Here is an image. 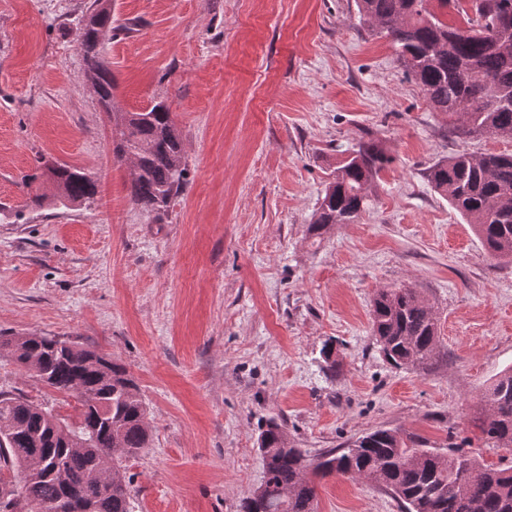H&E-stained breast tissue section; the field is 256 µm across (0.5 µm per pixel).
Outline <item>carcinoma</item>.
<instances>
[{
	"mask_svg": "<svg viewBox=\"0 0 512 512\" xmlns=\"http://www.w3.org/2000/svg\"><path fill=\"white\" fill-rule=\"evenodd\" d=\"M359 22L400 50L429 106L457 117L458 137L512 140V0H355ZM453 8L466 26L442 19ZM108 0H93L79 44L88 81L113 118L112 154L130 163L129 195L146 210L162 209L187 186L182 136L164 102L138 112L114 109L112 71L102 57L116 35ZM392 162L382 145L361 140L336 162L309 232L321 236L335 224H352L371 202L380 172ZM62 205L92 199L96 182L82 170L54 164L24 177L31 188L45 175ZM432 187L471 224L490 255L512 262V153L466 151L434 163ZM372 335L384 357L401 369L431 370L440 358L438 317L413 288L380 290L372 310ZM25 372L81 406L71 426L53 410L0 392V472L22 475V485L0 476V512H128L125 460L150 442L149 410L127 367L57 336L35 334L0 340ZM478 428L487 442L512 445V367L480 397ZM265 476L259 497L241 512H316V488L307 472L367 480L392 492L405 512H512V465L487 468L455 447L440 452L393 429L369 432L315 460L295 447L282 423L270 421L257 437ZM481 474L480 487L461 480L463 469ZM113 474L112 492L99 485Z\"/></svg>",
	"mask_w": 512,
	"mask_h": 512,
	"instance_id": "cac0c4a2",
	"label": "carcinoma"
}]
</instances>
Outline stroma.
<instances>
[{
	"label": "stroma",
	"mask_w": 512,
	"mask_h": 512,
	"mask_svg": "<svg viewBox=\"0 0 512 512\" xmlns=\"http://www.w3.org/2000/svg\"><path fill=\"white\" fill-rule=\"evenodd\" d=\"M92 2L0 0V336H64L134 376L151 441L124 463L130 512H239L272 419L312 459L387 428L504 465L476 418L512 367V262L426 172L512 141L454 135L355 0H111L116 108L164 101L185 146L184 196L151 212L129 197L86 79L77 34ZM363 136L393 158L370 208L310 235L337 151ZM39 156L84 169L95 198L16 220ZM402 287L438 316L445 360L428 373L393 368L371 335L377 291ZM0 391L79 420L75 398L5 355ZM316 485L317 512H402L364 480Z\"/></svg>",
	"instance_id": "1"
}]
</instances>
